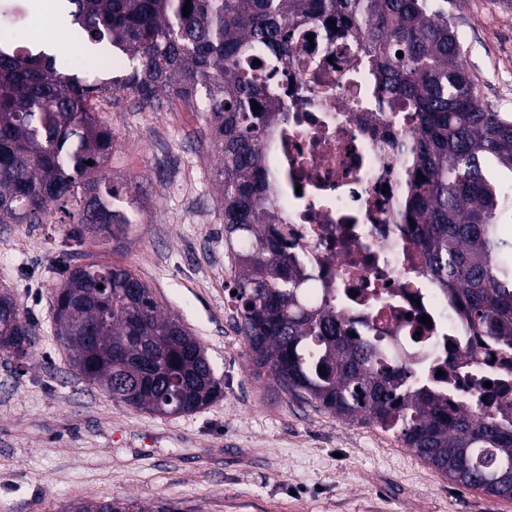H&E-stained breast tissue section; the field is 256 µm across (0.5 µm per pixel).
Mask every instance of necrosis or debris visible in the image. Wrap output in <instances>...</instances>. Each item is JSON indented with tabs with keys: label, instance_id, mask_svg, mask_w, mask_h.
Returning <instances> with one entry per match:
<instances>
[{
	"label": "necrosis or debris",
	"instance_id": "4bbe7bcc",
	"mask_svg": "<svg viewBox=\"0 0 512 512\" xmlns=\"http://www.w3.org/2000/svg\"><path fill=\"white\" fill-rule=\"evenodd\" d=\"M355 45L318 34L314 65L294 58L280 119L263 140L262 171L296 251L318 257L322 284L357 327L400 348H426L451 401L512 399V370L471 359L492 345L471 335L422 267L402 215L411 169L408 113L381 105Z\"/></svg>",
	"mask_w": 512,
	"mask_h": 512
}]
</instances>
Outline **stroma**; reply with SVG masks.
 Listing matches in <instances>:
<instances>
[{
    "instance_id": "obj_1",
    "label": "stroma",
    "mask_w": 512,
    "mask_h": 512,
    "mask_svg": "<svg viewBox=\"0 0 512 512\" xmlns=\"http://www.w3.org/2000/svg\"><path fill=\"white\" fill-rule=\"evenodd\" d=\"M448 11L485 104L512 113V0H450ZM103 117L116 137L105 170L144 203L131 233L0 224V292L39 331L26 362L0 351V512L115 496L187 512H512V499L458 488L393 434L256 378L230 301L218 150L203 114L124 92ZM77 263L120 266L146 284L199 338L223 395L165 417L90 386L53 328V292Z\"/></svg>"
}]
</instances>
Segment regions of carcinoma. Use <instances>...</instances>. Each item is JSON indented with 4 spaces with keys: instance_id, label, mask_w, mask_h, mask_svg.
<instances>
[{
    "instance_id": "1",
    "label": "carcinoma",
    "mask_w": 512,
    "mask_h": 512,
    "mask_svg": "<svg viewBox=\"0 0 512 512\" xmlns=\"http://www.w3.org/2000/svg\"><path fill=\"white\" fill-rule=\"evenodd\" d=\"M77 39L106 72L0 34V224H45L55 204L71 224L128 234L143 204L103 170L112 128L96 101L122 92L146 103L174 96L197 112L219 150L216 181L231 301L257 376L337 418L399 437L456 484L512 498V400H461L417 356L400 369L382 343L352 336L336 291L312 297L313 265L295 255L259 170L272 109L288 93V56L310 21L358 41L394 112L415 124L406 212L425 272L461 304L474 335L512 363V115L483 105L442 0H64ZM191 11L183 16L185 3ZM335 21L336 26L328 25ZM403 56H397V52ZM260 64H255V61ZM259 109H252L251 102ZM93 164L87 165L85 161ZM424 179H419V176ZM103 288H97V285ZM56 335L72 367L112 401L155 415L199 411L223 394L199 340L162 315L150 289L118 266L79 265L55 288ZM34 325L0 293V350L26 357ZM71 512H181L133 498H89Z\"/></svg>"
}]
</instances>
